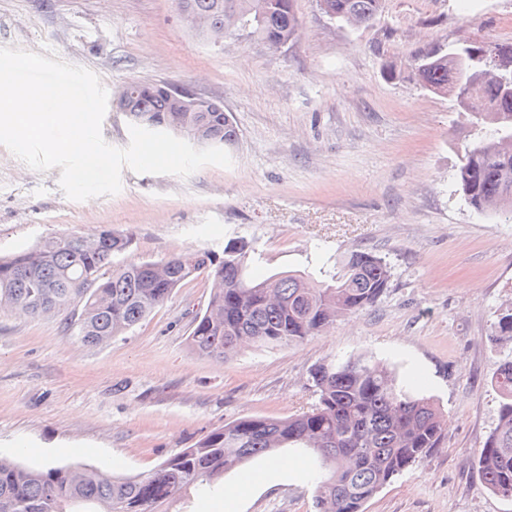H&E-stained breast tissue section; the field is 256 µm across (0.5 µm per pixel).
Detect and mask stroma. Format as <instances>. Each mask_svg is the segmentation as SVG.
Returning <instances> with one entry per match:
<instances>
[{
  "label": "stroma",
  "instance_id": "35a3bbf8",
  "mask_svg": "<svg viewBox=\"0 0 512 512\" xmlns=\"http://www.w3.org/2000/svg\"><path fill=\"white\" fill-rule=\"evenodd\" d=\"M294 8L300 35L288 46L240 34L213 49L191 37L175 0H0V46L54 51L97 74L112 99L132 82L190 89L221 101L238 131L231 167L185 178L126 168L119 193L86 201L65 196L60 168L33 170L0 145V257L110 228L132 238L120 264L219 252L244 237L258 250L253 280L299 271L328 282L335 257L353 250L391 267L367 310L300 344L241 346L228 361L187 344L211 292L202 275L98 347L81 342L71 311L2 309L0 456L146 474L225 423L311 410V370L368 352L434 397L448 428L365 512H512L475 462L497 421V369L512 353L493 336L512 300V223L475 214L457 193L476 118L411 67L437 45L512 43V0H383L366 27L329 19L318 0ZM295 461L284 472L253 459L225 474L238 489L231 503L192 493L177 512H315L306 460Z\"/></svg>",
  "mask_w": 512,
  "mask_h": 512
}]
</instances>
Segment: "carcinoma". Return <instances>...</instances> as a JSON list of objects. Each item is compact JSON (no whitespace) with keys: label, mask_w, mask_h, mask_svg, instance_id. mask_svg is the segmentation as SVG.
<instances>
[{"label":"carcinoma","mask_w":512,"mask_h":512,"mask_svg":"<svg viewBox=\"0 0 512 512\" xmlns=\"http://www.w3.org/2000/svg\"><path fill=\"white\" fill-rule=\"evenodd\" d=\"M228 36L240 27L279 49L299 29L294 0H176ZM327 14L355 26L373 23L382 0H327ZM423 86L435 94L480 99L481 135L465 146L456 174L457 192L478 215L512 221V98L501 96L500 71L477 45L433 50L415 59ZM130 123L177 132L182 113L155 84H135ZM213 147L234 144L238 134L220 102L198 115ZM131 237L101 230L89 240L70 234L0 258V306L47 315L81 304V341L104 345L130 331L162 306L189 278L212 281L206 309L194 318L188 346L216 359L235 356L243 343L258 349L291 346L315 336L337 319L372 307L389 288L391 267L380 256L354 250L337 259L330 283L316 284L297 272L266 280L246 279L255 248L244 238L222 252L202 249L164 260L116 264ZM496 336L512 338V305L494 324ZM318 403L288 418L245 417L224 424L144 475H117L103 466L45 464L31 467L0 457V512H169L195 490L207 494L224 474L250 459L291 448L308 459L316 512H364V505L446 438L434 399L405 386L374 355H350L311 373ZM500 396L497 423L477 451L482 485L512 499V356L494 380Z\"/></svg>","instance_id":"1"}]
</instances>
